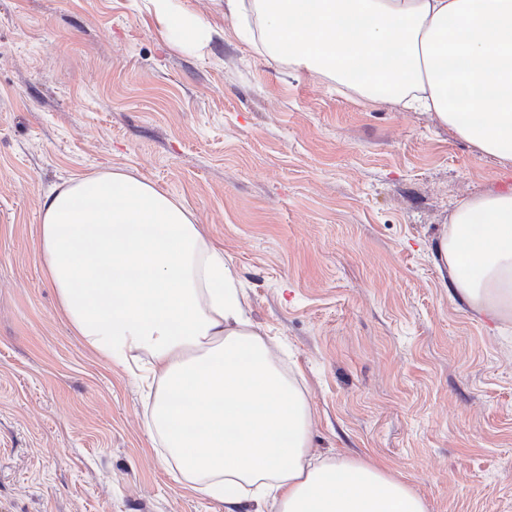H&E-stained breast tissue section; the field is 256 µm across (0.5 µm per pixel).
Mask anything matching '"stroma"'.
Segmentation results:
<instances>
[{"mask_svg": "<svg viewBox=\"0 0 512 512\" xmlns=\"http://www.w3.org/2000/svg\"><path fill=\"white\" fill-rule=\"evenodd\" d=\"M0 0V512H224L154 448L132 376L61 315L40 202L122 169L182 200L256 330L302 377L314 454L375 461L428 512H512V326L455 299L434 251L512 173L429 112L366 104L237 34L224 0ZM172 1L148 0L160 23L177 42L192 45L203 41L208 35L204 24L194 16L176 10Z\"/></svg>", "mask_w": 512, "mask_h": 512, "instance_id": "stroma-1", "label": "stroma"}]
</instances>
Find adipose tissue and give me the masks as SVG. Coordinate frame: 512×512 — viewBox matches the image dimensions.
Wrapping results in <instances>:
<instances>
[{
    "instance_id": "obj_1",
    "label": "adipose tissue",
    "mask_w": 512,
    "mask_h": 512,
    "mask_svg": "<svg viewBox=\"0 0 512 512\" xmlns=\"http://www.w3.org/2000/svg\"><path fill=\"white\" fill-rule=\"evenodd\" d=\"M179 43L208 31L149 0ZM268 55L367 103L434 113L512 171V0H224ZM36 246L76 336L135 376L164 464L236 512H427L384 467L310 452L312 409L240 299L234 267L179 199L121 170L74 177L40 205ZM475 313L512 322V187L462 200L436 245Z\"/></svg>"
}]
</instances>
